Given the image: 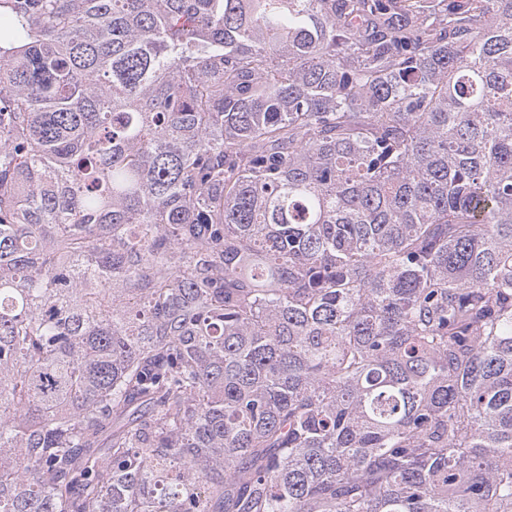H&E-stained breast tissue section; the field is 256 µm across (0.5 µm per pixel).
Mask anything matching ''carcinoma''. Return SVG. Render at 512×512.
<instances>
[{
  "label": "carcinoma",
  "mask_w": 512,
  "mask_h": 512,
  "mask_svg": "<svg viewBox=\"0 0 512 512\" xmlns=\"http://www.w3.org/2000/svg\"><path fill=\"white\" fill-rule=\"evenodd\" d=\"M0 512H512V0H0Z\"/></svg>",
  "instance_id": "1"
}]
</instances>
